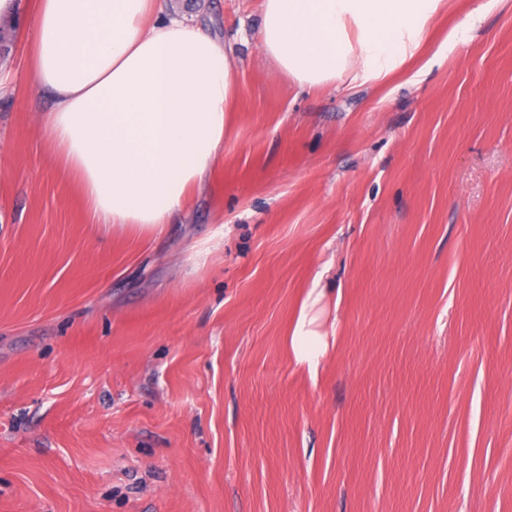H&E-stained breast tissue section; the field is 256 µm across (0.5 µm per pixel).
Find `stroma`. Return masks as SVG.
Masks as SVG:
<instances>
[{
  "mask_svg": "<svg viewBox=\"0 0 512 512\" xmlns=\"http://www.w3.org/2000/svg\"><path fill=\"white\" fill-rule=\"evenodd\" d=\"M34 2L0 63V512H512V0L312 89L256 64L262 0H164L239 94L157 235L54 166ZM322 296V290L311 288L302 303L299 317L289 338L290 347L296 358L310 364H313L326 349L324 340L309 328L312 319H308L307 313L308 308L315 305Z\"/></svg>",
  "mask_w": 512,
  "mask_h": 512,
  "instance_id": "35a3bbf8",
  "label": "stroma"
}]
</instances>
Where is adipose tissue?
<instances>
[{
	"label": "adipose tissue",
	"instance_id": "ef3b65f1",
	"mask_svg": "<svg viewBox=\"0 0 512 512\" xmlns=\"http://www.w3.org/2000/svg\"><path fill=\"white\" fill-rule=\"evenodd\" d=\"M440 0H263L259 62L299 86L350 69L380 80L418 48ZM33 71L53 107L56 155L78 180L89 223L161 231L224 151L235 60L160 0H36ZM311 289L290 336L301 361L324 340Z\"/></svg>",
	"mask_w": 512,
	"mask_h": 512
}]
</instances>
